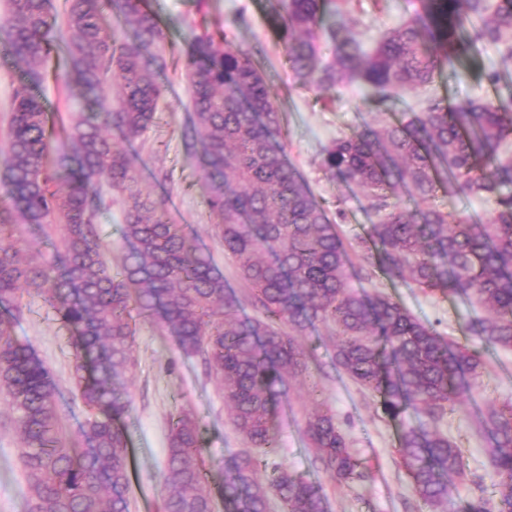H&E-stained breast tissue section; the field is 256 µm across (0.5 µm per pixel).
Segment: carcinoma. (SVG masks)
I'll use <instances>...</instances> for the list:
<instances>
[{"label":"carcinoma","mask_w":512,"mask_h":512,"mask_svg":"<svg viewBox=\"0 0 512 512\" xmlns=\"http://www.w3.org/2000/svg\"><path fill=\"white\" fill-rule=\"evenodd\" d=\"M327 2L281 0L270 20L295 75L317 89L365 87L388 107L399 93L431 85L444 67L477 63L485 46L512 60V0H420V12L369 50L340 6L324 27ZM108 13L132 36L107 27ZM0 30L31 85L44 82L62 48L65 82L78 89L58 126L39 96L17 94L0 161V399L19 433L26 512H130L125 383L140 318L170 331L184 358L203 361L236 429L266 454L277 448L273 416L288 402L290 381L309 367L300 338L318 323L333 326L330 367L401 425L397 454L414 493L445 512L448 475L462 469V457L434 426L464 403L469 378L484 367L482 351L512 348V97L450 105L429 95L406 119L366 122L336 138L325 168L361 189L376 217L347 243L288 161L281 117L253 56L207 29L194 34L185 49L192 113L180 137L204 172L212 230L238 264L259 312L251 317L210 252L142 189L135 157L107 134L136 140L165 98L156 77L163 32L147 0H64L60 17L47 0H5ZM324 33L328 60L319 48ZM442 188L485 200L486 221L432 203ZM114 195L131 245L115 271L96 224ZM28 224L43 229L54 258L29 251ZM352 251L366 253L368 267H355ZM379 274L394 286L476 299L488 316L467 323L474 342L452 345L389 296L349 286ZM26 296L42 298L71 333L86 410L79 441L64 431L49 370L11 337L30 309ZM484 425L498 497L491 507L475 498L466 512H512V406ZM305 434L331 477L365 478L335 414H310ZM168 439L164 512H215L192 412L179 410ZM257 463L248 450L224 461L225 512H268L273 497L284 512H327L319 484L279 467L262 482Z\"/></svg>","instance_id":"carcinoma-1"}]
</instances>
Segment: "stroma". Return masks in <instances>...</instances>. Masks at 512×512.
I'll use <instances>...</instances> for the list:
<instances>
[{
    "mask_svg": "<svg viewBox=\"0 0 512 512\" xmlns=\"http://www.w3.org/2000/svg\"><path fill=\"white\" fill-rule=\"evenodd\" d=\"M147 2L164 32V68L159 78L169 90L152 126L132 146L138 157L140 180L143 188L162 198L174 223L186 225L188 232L211 250L228 286L240 294L246 290L234 258L225 253L212 233L203 204L202 172L196 160L184 153L180 138V128L188 118L184 50L192 33L202 29L223 30L233 47L253 55L287 131L285 152L289 161L304 175L328 213L339 215L344 237L363 233L372 224L373 215L365 210L358 190L332 177L323 158L336 137L378 116L379 110L366 90H319L298 80L289 67L283 44L267 24L275 0ZM417 6L418 0H352L348 26L369 47ZM482 68L502 70L503 80L489 86L478 75ZM26 84L22 68L8 58L7 40L0 33V134L7 129L16 92ZM433 89L452 103L475 97L512 96V62L503 63L495 48H484L478 70L440 73ZM352 285L390 295L451 342H464L466 323L485 314L483 308L471 307L463 299L419 288H396L382 277L356 279ZM331 334V327L320 324L303 338L315 364L291 385L288 406L277 417L280 446L274 453L259 454L260 476L268 477L273 468L281 467L310 477L322 485L328 512H432L415 495L399 463V429L383 414L377 398L347 376H326L317 370V362L328 360L331 354ZM13 335L29 344L48 368L57 386L65 429L71 438H78L86 413L71 380L73 357L67 329L47 304L36 299L15 325ZM133 359L126 420L131 512H161L169 426L179 408L191 409L199 422L210 488H217L224 460L246 449L247 443L235 429L224 398L202 363L185 359L174 337L150 320L137 322ZM483 359L484 368L471 380L464 406L448 409L436 426L460 449L464 462L463 475L449 480L453 512H459L466 501L476 497L495 499L498 491L499 478L489 465L488 439L477 414L492 407L512 406V349L485 351ZM318 402L335 414L352 450L366 459L365 480L341 484L312 467L304 429L308 414ZM25 501L13 418L0 404V512H24Z\"/></svg>",
    "mask_w": 512,
    "mask_h": 512,
    "instance_id": "stroma-1",
    "label": "stroma"
}]
</instances>
